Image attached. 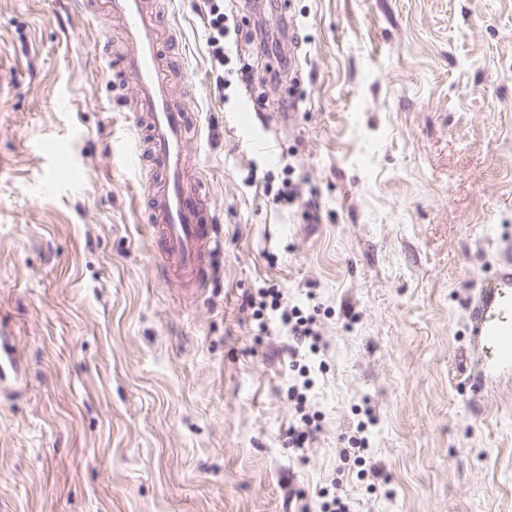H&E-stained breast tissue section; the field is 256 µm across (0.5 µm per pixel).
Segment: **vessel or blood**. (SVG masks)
<instances>
[{
	"label": "vessel or blood",
	"instance_id": "1",
	"mask_svg": "<svg viewBox=\"0 0 512 512\" xmlns=\"http://www.w3.org/2000/svg\"><path fill=\"white\" fill-rule=\"evenodd\" d=\"M170 0H98L95 19L121 24L122 52L118 71L132 75L134 90L127 101L145 132L130 144L128 158L148 155L142 173V194L149 223L155 224V250L163 275L186 288H202L211 278L210 256L220 242L202 178L191 177L188 149L191 126L184 102L172 92V71L165 63L164 44L177 40L174 25L160 17ZM471 332L492 356L486 372L493 377L512 369V244H505L494 279L470 307Z\"/></svg>",
	"mask_w": 512,
	"mask_h": 512
}]
</instances>
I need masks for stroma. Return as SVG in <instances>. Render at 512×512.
<instances>
[{
    "instance_id": "1",
    "label": "stroma",
    "mask_w": 512,
    "mask_h": 512,
    "mask_svg": "<svg viewBox=\"0 0 512 512\" xmlns=\"http://www.w3.org/2000/svg\"><path fill=\"white\" fill-rule=\"evenodd\" d=\"M172 10L222 237L194 293L159 270L104 29L0 0V512H307L334 480L355 512H512V376L472 397L466 306L512 240V0H235L225 86L203 0ZM267 283L321 307L302 461L288 339L242 306ZM368 409L372 492L343 456Z\"/></svg>"
}]
</instances>
